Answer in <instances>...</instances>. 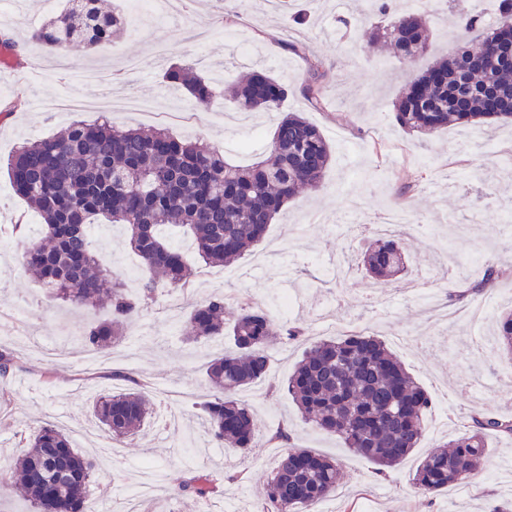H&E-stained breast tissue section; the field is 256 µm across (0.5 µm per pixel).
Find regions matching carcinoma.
<instances>
[{"instance_id":"1","label":"carcinoma","mask_w":512,"mask_h":512,"mask_svg":"<svg viewBox=\"0 0 512 512\" xmlns=\"http://www.w3.org/2000/svg\"><path fill=\"white\" fill-rule=\"evenodd\" d=\"M459 31V44L414 79L395 104V120L408 132L429 139L450 125L512 124V0H499L495 28L484 31L480 15L465 0H448ZM119 13L101 0H68L32 39L50 50L73 42L92 50L120 33ZM382 39L393 57L412 60L429 47L426 19L408 12L376 27L365 48ZM306 90L319 93L325 63L308 60ZM169 83L186 88L196 103L210 106L214 91L201 77L175 65ZM288 86L263 74L229 88L242 112H268L281 105ZM331 160L322 131L290 112L277 124L268 155L246 166L230 163L200 141H181L164 129L118 130L106 124L73 123L50 138L23 144L8 164L17 193L43 220L41 236L26 242L21 267L52 296L74 308L95 307L107 299L108 317L80 336L82 347L103 352L118 343L130 323L149 313L166 288L189 284L190 266L164 235L178 227L192 238L204 262L230 263L260 242L283 205L300 189L317 190ZM121 224L131 249L141 258L147 278L132 292L92 247L87 227ZM400 239L378 238L362 257V267L377 280L404 270L393 258ZM189 338L221 337L223 353L207 365L209 399L201 406L209 442L218 448L252 447L256 414L241 394L271 383V345L295 339L305 330L278 325L263 307L249 302L229 305L213 294L185 313ZM494 350L512 354V311L496 323ZM120 391L101 393L90 412L112 439L122 442L141 432L151 414L148 393L130 375ZM282 387L304 420L323 434L377 466L384 476L418 447L427 430L430 398L404 363L378 337L351 334L342 340L311 344ZM512 434V420L494 414L472 419L471 429L439 444L423 456L410 481L430 497L467 483L488 456L486 436ZM96 463L71 448L66 434L49 424L30 430L25 452L7 466L5 486L29 502L32 512H85L93 491ZM242 473L213 472L195 463L176 485L178 499L208 503L224 484ZM341 468L331 457L310 448H290L270 475L262 512H311L336 494Z\"/></svg>"}]
</instances>
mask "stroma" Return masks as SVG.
I'll return each mask as SVG.
<instances>
[{"label": "stroma", "instance_id": "1", "mask_svg": "<svg viewBox=\"0 0 512 512\" xmlns=\"http://www.w3.org/2000/svg\"><path fill=\"white\" fill-rule=\"evenodd\" d=\"M395 6L402 13L418 9L431 30L428 53L405 63L382 46L364 50L381 17L361 10L359 0H292L272 15L263 0H180L178 13L166 20L126 17L123 34L94 51L73 45L53 53L29 40L51 12L45 0H19L15 6L0 0V32L24 47L20 63L0 70V103L23 100L14 112L0 114L1 161L18 145L49 137L75 120L105 121L124 130L158 127L150 113L107 106L116 98L138 96L161 112L196 110L194 126L171 123L168 131L248 164L269 152L279 113L238 112L225 100L224 89L254 70L287 84L280 113H302L328 140L331 161L321 188L302 191L285 204L263 241L228 268L192 259L190 284L206 295L252 292L271 301L281 295L295 299L287 321L307 334L272 348L271 375L280 384L305 348L320 339L318 311L335 304L340 323L377 335L428 392V430L418 448L383 478L338 438L306 423L285 392L271 395L259 388L250 401L259 415L252 448L244 454L209 451L211 468L246 472L241 483L226 486L210 501L211 512H258V489L283 454L269 444L268 435L282 424L296 447L333 457L344 471V485L324 501L325 512H488L512 498V482L493 477L500 460L512 458L507 436L489 437L491 452L471 479L469 494L451 490L425 498L409 480L419 459L461 433L471 414L512 418V392L502 389L512 382V358L488 361L477 352L479 342L492 336L495 317L512 304V125H455L424 145L396 124V100L415 77L452 53L457 39L444 0H396ZM161 42L170 52L159 62L153 47ZM313 56L329 65L317 101L302 91ZM174 64L193 68L214 86L208 109L197 110L187 91L173 90L165 74ZM75 66L112 72L113 79L80 82L71 75ZM400 202L410 206L420 227L404 235L403 276L377 285L360 265L369 238L343 235L336 227L353 223L357 211L373 217ZM313 212L323 223L309 222ZM16 223L37 226L41 219L0 171V305L19 308L32 323L29 335H0V349L20 358L12 376L0 377V393L10 400L8 409L0 410V448L14 456L23 451L24 435L34 425L96 430L89 408L108 382L106 373L91 374L78 365L85 350L76 342L85 326L105 318V309L71 312L21 271L20 243L8 235ZM340 254L354 267L353 277L342 283L328 271ZM442 263L450 271L439 288L461 311L484 304L480 324L435 323L418 300L399 292L402 282L437 272ZM490 264L501 271L494 284L475 298L458 299L460 284L479 282ZM221 346L218 339L187 340L184 320L170 322L160 309L129 326L126 338L103 352L109 369L142 375L151 393L176 388L185 394L179 429H166L163 415H156L138 438L123 444L120 456L103 455L98 474L114 506L147 488L162 512H196L192 501L173 502L169 496L184 465L198 458L195 441L205 438L196 405L209 395L204 371Z\"/></svg>", "mask_w": 512, "mask_h": 512}]
</instances>
